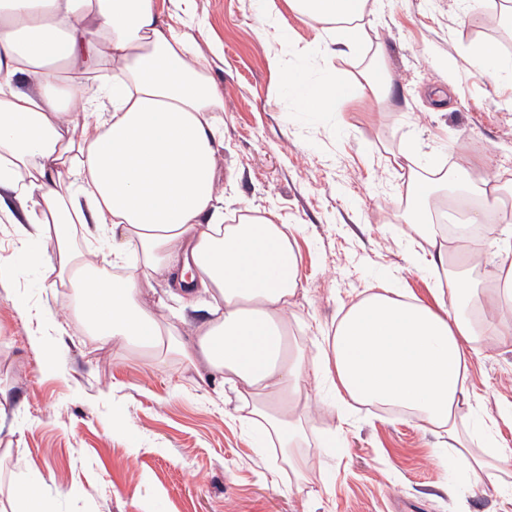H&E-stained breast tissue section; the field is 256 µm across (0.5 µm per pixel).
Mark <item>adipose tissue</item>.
Masks as SVG:
<instances>
[{"mask_svg":"<svg viewBox=\"0 0 512 512\" xmlns=\"http://www.w3.org/2000/svg\"><path fill=\"white\" fill-rule=\"evenodd\" d=\"M305 18L331 25L355 52L365 41L369 0H286ZM159 0H0V222L20 244L52 233L38 254L75 291L76 310L101 340L144 353L204 361L236 398H250L245 423L289 453L305 439L302 416L312 385L338 405L402 410L453 449L445 468L480 476L512 450L492 455L456 425L470 405L472 360L512 338V264L486 271L483 249L466 233L446 243L434 222L436 194L455 200L474 224L501 199L487 178L466 170L433 182L411 180L404 221L429 249L420 268L443 273L436 306L368 294L345 308L313 356L291 346L293 299L302 288L292 240L296 226L273 216L224 221L218 183L224 101L196 41L174 26ZM305 112H335L353 98L343 83L308 84L289 72ZM92 225L112 261L136 265L120 277L93 273L73 227ZM192 281L214 305L185 343L176 325L142 299L158 275Z\"/></svg>","mask_w":512,"mask_h":512,"instance_id":"1","label":"adipose tissue"}]
</instances>
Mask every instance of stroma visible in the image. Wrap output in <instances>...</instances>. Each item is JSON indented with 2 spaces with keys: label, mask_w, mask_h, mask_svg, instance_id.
I'll return each mask as SVG.
<instances>
[{
  "label": "stroma",
  "mask_w": 512,
  "mask_h": 512,
  "mask_svg": "<svg viewBox=\"0 0 512 512\" xmlns=\"http://www.w3.org/2000/svg\"><path fill=\"white\" fill-rule=\"evenodd\" d=\"M186 31L212 62L224 97L219 174L224 221L275 213L295 236L304 287L295 299L296 345L311 348L349 303L385 285L435 306L429 273L413 262L423 245L402 218L409 174L428 163L474 169L512 192V74L477 73L469 59L495 46L483 0L464 14L459 0H382L364 18L366 42L328 56L324 23L286 0H186ZM278 16L281 38L263 32ZM309 80L357 88L343 114L301 111L296 92L268 64ZM382 56L393 95L376 102L363 72ZM455 86L446 104L434 94ZM0 223V493L36 478L52 512H512V459L480 480L446 471L436 437L393 412L362 407L317 452L333 426L321 389L304 418L303 457L321 463L302 487L271 449L233 419L218 381L176 355L150 360L119 340L88 335L69 311L56 270L31 264ZM54 366H46V356ZM468 385L484 414L512 402V344L489 348Z\"/></svg>",
  "instance_id": "obj_1"
}]
</instances>
